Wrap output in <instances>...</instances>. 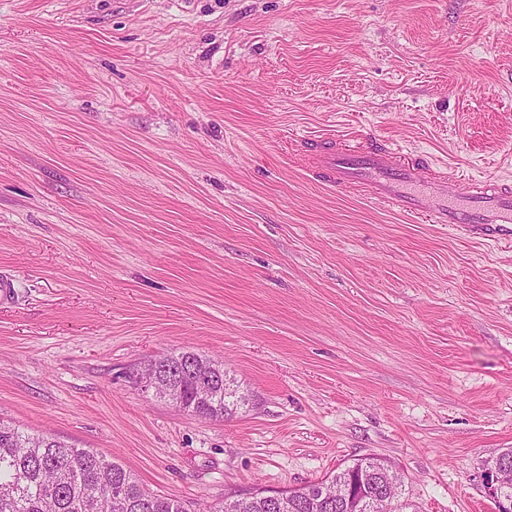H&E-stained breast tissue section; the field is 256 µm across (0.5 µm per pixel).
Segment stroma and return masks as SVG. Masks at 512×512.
Instances as JSON below:
<instances>
[{"instance_id":"35a3bbf8","label":"stroma","mask_w":512,"mask_h":512,"mask_svg":"<svg viewBox=\"0 0 512 512\" xmlns=\"http://www.w3.org/2000/svg\"><path fill=\"white\" fill-rule=\"evenodd\" d=\"M322 133L512 183V0H0V419L187 512L366 457L494 512L512 248L312 180ZM186 348L234 414L130 383Z\"/></svg>"}]
</instances>
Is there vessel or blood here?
Returning a JSON list of instances; mask_svg holds the SVG:
<instances>
[{"label":"vessel or blood","instance_id":"vessel-or-blood-1","mask_svg":"<svg viewBox=\"0 0 512 512\" xmlns=\"http://www.w3.org/2000/svg\"><path fill=\"white\" fill-rule=\"evenodd\" d=\"M304 157L306 170L328 186L363 190L408 218L512 247L511 184L466 181L387 141L336 146L326 136L306 147Z\"/></svg>","mask_w":512,"mask_h":512}]
</instances>
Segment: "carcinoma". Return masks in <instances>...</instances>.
Returning <instances> with one entry per match:
<instances>
[{
	"instance_id": "1",
	"label": "carcinoma",
	"mask_w": 512,
	"mask_h": 512,
	"mask_svg": "<svg viewBox=\"0 0 512 512\" xmlns=\"http://www.w3.org/2000/svg\"><path fill=\"white\" fill-rule=\"evenodd\" d=\"M208 360L191 349L159 356L148 363L175 389L180 408L204 419H222L237 410V389L217 367V380L225 389L209 403H197L199 388L188 366ZM380 459L358 460L333 476L336 482L356 485L355 497H374L375 512H385L386 502L378 488ZM320 483L306 485L291 512H356L346 502L318 503ZM0 512H185L172 497L146 489L122 463L87 448H77L52 435L29 434L0 422ZM211 512H273L257 495L249 494L217 504Z\"/></svg>"
}]
</instances>
